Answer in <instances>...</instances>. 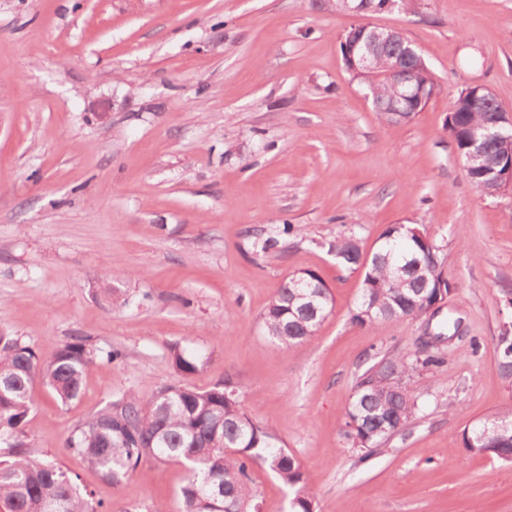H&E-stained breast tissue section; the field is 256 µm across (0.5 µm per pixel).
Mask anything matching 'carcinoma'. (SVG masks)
Instances as JSON below:
<instances>
[{"label":"carcinoma","instance_id":"obj_1","mask_svg":"<svg viewBox=\"0 0 512 512\" xmlns=\"http://www.w3.org/2000/svg\"><path fill=\"white\" fill-rule=\"evenodd\" d=\"M337 9L382 10L387 0H328ZM370 50L374 78L362 79L374 111L389 123V112L402 88L385 73L403 64L417 87L432 96L437 84L427 65L413 59L407 41L393 37L372 44L364 37L354 56ZM496 102L485 91L469 86L451 103L447 131L462 159L473 151L475 136L491 127ZM502 155L496 166L472 161L465 169L471 185L488 196L500 193V174L512 165V152L493 145ZM336 264L360 274L359 302L353 322L396 324L426 312L442 293L455 287L442 267L440 247L412 224H392L370 253L355 235H339L329 244ZM334 308L329 286L312 270L288 278L275 292L263 316V329L271 340L288 347L310 343ZM501 369L512 371V330L497 338ZM116 352L91 350L80 339L64 343L53 359L41 362L37 353L19 338L0 334V441L8 459L0 461V504L7 512H101L102 503L83 491L58 465L39 458L30 446L26 426L35 381L44 384L62 403L78 399L84 373L95 359L111 360ZM176 370L187 377L198 369V359L173 351ZM444 363L439 350L418 349L401 356L384 357L358 382L344 409L342 435L355 448L381 451L416 415L417 403L410 383ZM235 386L226 382L209 390L190 383L163 386L150 396L125 393L77 425L66 448L84 458L102 478L117 484L132 475L145 460L174 461L184 465L187 478L179 496L183 512L236 510L255 499L250 468L263 464L288 488L290 512H312L315 491L304 479L295 455L276 444L273 432L256 422L242 407ZM499 427L484 430L479 422L463 431L469 455H488L512 463V410L498 415Z\"/></svg>","mask_w":512,"mask_h":512}]
</instances>
